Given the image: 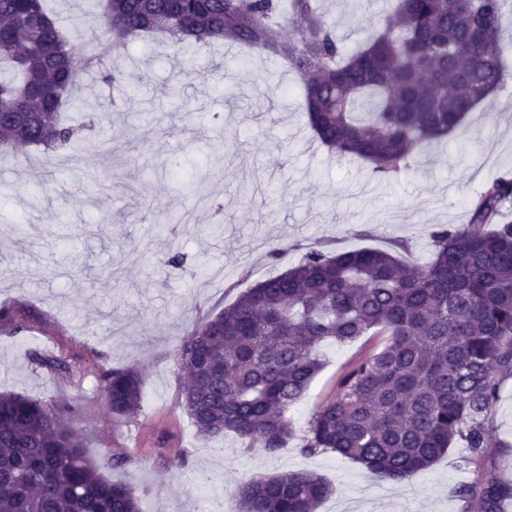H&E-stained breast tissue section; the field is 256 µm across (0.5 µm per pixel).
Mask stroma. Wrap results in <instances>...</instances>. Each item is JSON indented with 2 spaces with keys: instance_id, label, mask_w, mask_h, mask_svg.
Masks as SVG:
<instances>
[{
  "instance_id": "1",
  "label": "stroma",
  "mask_w": 512,
  "mask_h": 512,
  "mask_svg": "<svg viewBox=\"0 0 512 512\" xmlns=\"http://www.w3.org/2000/svg\"><path fill=\"white\" fill-rule=\"evenodd\" d=\"M393 4L319 0L350 48ZM46 5L78 43L102 35L99 0ZM110 64L126 72V86L86 79L74 95L81 113L104 115L111 147L92 135L52 159L36 149L0 155V303L31 314L28 331L0 335V393L68 406L87 458L131 487L141 512H237L241 482L297 470L331 485L318 512H479L458 487L487 468L512 483V377L500 382L485 456L470 458L458 441L397 483L338 454L299 450L319 405L384 337L323 343V368L289 413L295 436L276 453L233 434L200 439L178 406L176 356L205 316L310 248H379L428 261L431 233L468 223L486 184L512 173V82L441 149L417 152L401 178L382 181L368 163L339 157L314 137L298 78L274 55L233 44L192 60L147 38ZM213 201L223 203L222 217ZM173 244L186 257L179 268L164 263ZM62 351L83 371L81 384L41 364ZM101 365L139 370L137 417L112 415L96 376ZM162 430L171 440L159 457L145 442Z\"/></svg>"
}]
</instances>
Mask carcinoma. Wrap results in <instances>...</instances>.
<instances>
[{"instance_id":"carcinoma-1","label":"carcinoma","mask_w":512,"mask_h":512,"mask_svg":"<svg viewBox=\"0 0 512 512\" xmlns=\"http://www.w3.org/2000/svg\"><path fill=\"white\" fill-rule=\"evenodd\" d=\"M512 0H397L349 51L316 0H106L108 37L87 52L44 0H0V151L49 157L81 142L85 124L61 114L77 80L121 83L107 61L129 41L159 35L185 54L228 41L280 57L299 79L315 137L368 162L380 179L409 169L415 150L439 147L507 81L499 17ZM292 17L288 41L277 17ZM512 178L486 187L470 222L431 234L429 261L382 249H311L259 281L181 339L187 376L179 407L205 438L235 434L270 453L293 437L288 412L321 371L327 340L388 336L358 361L308 422L301 451L333 452L404 483L461 440L479 458L501 379L512 377V224L499 221ZM0 305V333L28 329ZM112 414L141 409L134 368L100 367ZM332 487L309 470L246 480L239 512H318ZM480 512H501L512 486L481 471L458 489ZM0 512H140L126 485L99 474L65 409L0 394Z\"/></svg>"}]
</instances>
